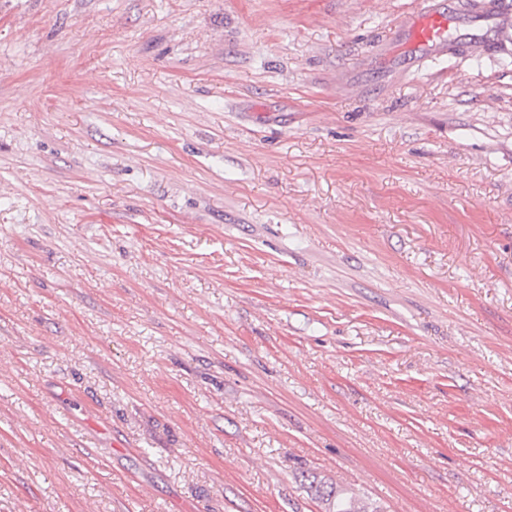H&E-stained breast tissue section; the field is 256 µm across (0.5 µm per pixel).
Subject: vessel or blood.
Segmentation results:
<instances>
[{
  "instance_id": "obj_1",
  "label": "vessel or blood",
  "mask_w": 512,
  "mask_h": 512,
  "mask_svg": "<svg viewBox=\"0 0 512 512\" xmlns=\"http://www.w3.org/2000/svg\"><path fill=\"white\" fill-rule=\"evenodd\" d=\"M501 11V0H480L475 8L470 6L468 0H461L455 13L437 4L436 0H427L425 7L403 15L392 28L388 42L394 50L410 51L420 59L441 56L448 51V37L456 15L482 21L498 17Z\"/></svg>"
}]
</instances>
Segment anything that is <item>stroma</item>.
<instances>
[{
    "mask_svg": "<svg viewBox=\"0 0 512 512\" xmlns=\"http://www.w3.org/2000/svg\"><path fill=\"white\" fill-rule=\"evenodd\" d=\"M0 0V512H512V0ZM435 1L427 0L420 10L406 12L391 29L387 42L395 51H411L419 59L446 55L452 24L460 17L482 21L488 17L497 18L503 10L501 0H482L476 9L470 6L471 2L463 0L459 5V16L454 17L453 11ZM318 498L328 512H381V508L369 500L347 492L333 483H317L315 487Z\"/></svg>",
    "mask_w": 512,
    "mask_h": 512,
    "instance_id": "obj_1",
    "label": "stroma"
}]
</instances>
